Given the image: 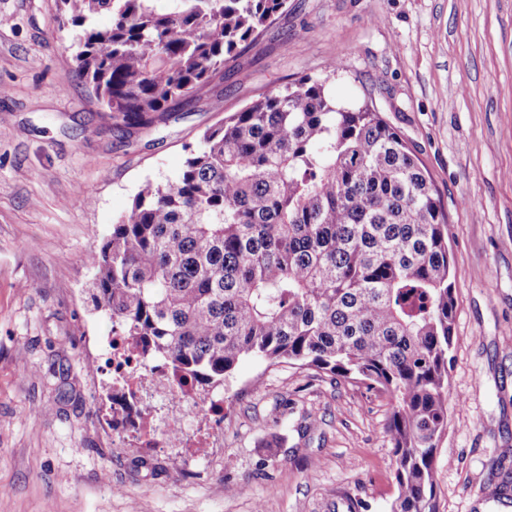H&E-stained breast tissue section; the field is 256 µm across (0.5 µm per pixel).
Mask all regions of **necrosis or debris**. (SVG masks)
<instances>
[{"label":"necrosis or debris","mask_w":512,"mask_h":512,"mask_svg":"<svg viewBox=\"0 0 512 512\" xmlns=\"http://www.w3.org/2000/svg\"><path fill=\"white\" fill-rule=\"evenodd\" d=\"M112 353L105 365L112 376V433L126 448L177 454L188 448L223 445L216 424L224 401L181 382L163 366L128 351L129 337L108 338Z\"/></svg>","instance_id":"1"}]
</instances>
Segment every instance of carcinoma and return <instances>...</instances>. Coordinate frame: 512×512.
<instances>
[{
  "label": "carcinoma",
  "instance_id": "1",
  "mask_svg": "<svg viewBox=\"0 0 512 512\" xmlns=\"http://www.w3.org/2000/svg\"><path fill=\"white\" fill-rule=\"evenodd\" d=\"M58 0L74 73L118 129L195 100L288 0ZM103 13L110 22L101 25ZM145 180L86 289L141 354L213 388L239 361L313 368L391 400L392 512H436L456 302L448 217L406 142L325 80L274 88Z\"/></svg>",
  "mask_w": 512,
  "mask_h": 512
}]
</instances>
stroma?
Masks as SVG:
<instances>
[{
  "instance_id": "1",
  "label": "stroma",
  "mask_w": 512,
  "mask_h": 512,
  "mask_svg": "<svg viewBox=\"0 0 512 512\" xmlns=\"http://www.w3.org/2000/svg\"><path fill=\"white\" fill-rule=\"evenodd\" d=\"M56 14L0 0V512H391L390 400L362 383L244 358L221 389L224 445L200 458L114 447L92 420L112 333L84 292L93 255L185 145L305 76L380 112L448 216L456 400L436 507L484 512L512 452V0H288L223 81L124 132L74 76Z\"/></svg>"
}]
</instances>
